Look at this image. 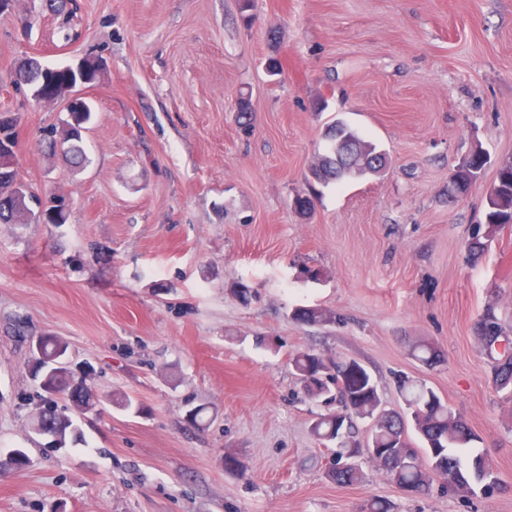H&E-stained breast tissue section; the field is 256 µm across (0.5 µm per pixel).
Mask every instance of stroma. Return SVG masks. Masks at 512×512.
<instances>
[{
    "label": "stroma",
    "mask_w": 512,
    "mask_h": 512,
    "mask_svg": "<svg viewBox=\"0 0 512 512\" xmlns=\"http://www.w3.org/2000/svg\"><path fill=\"white\" fill-rule=\"evenodd\" d=\"M78 4L70 21L42 0L0 12V112L21 118L19 175L69 204L59 227L0 224V460L29 456L0 468V512H360L370 497L396 512H512V400L473 334L488 305L512 320V226L478 264L465 248L512 161V0ZM35 54L104 62L82 170L41 146L67 113L65 97L39 102L16 83ZM339 118L387 166L324 186L309 169ZM478 148L488 163L449 200ZM303 192L315 197L305 215ZM241 284L249 302L232 294ZM298 305L336 321L300 324ZM17 324L94 366L100 410L60 402L86 445L32 438L39 390ZM420 338L444 362L413 359ZM308 349L363 365L389 407L404 405L398 376L426 382L480 436L505 491L461 497L437 479L410 497L369 462L361 483L330 480L311 423L337 405L305 396L291 365ZM120 396L141 413L113 407ZM200 404L196 426L186 412ZM486 155L481 151H473L468 159L454 170L448 185V197L451 199L465 196L480 176L485 164Z\"/></svg>",
    "instance_id": "stroma-1"
}]
</instances>
